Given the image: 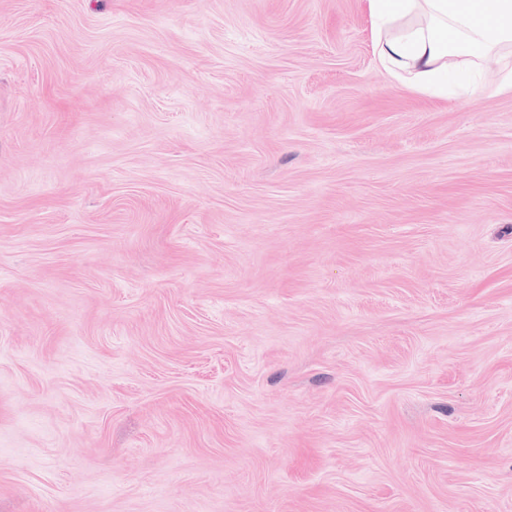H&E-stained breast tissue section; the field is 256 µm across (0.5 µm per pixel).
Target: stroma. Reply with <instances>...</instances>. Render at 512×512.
Instances as JSON below:
<instances>
[{
  "mask_svg": "<svg viewBox=\"0 0 512 512\" xmlns=\"http://www.w3.org/2000/svg\"><path fill=\"white\" fill-rule=\"evenodd\" d=\"M365 0H0V512H512V89Z\"/></svg>",
  "mask_w": 512,
  "mask_h": 512,
  "instance_id": "obj_1",
  "label": "stroma"
}]
</instances>
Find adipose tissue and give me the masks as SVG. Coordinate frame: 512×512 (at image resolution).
Segmentation results:
<instances>
[{
  "instance_id": "adipose-tissue-1",
  "label": "adipose tissue",
  "mask_w": 512,
  "mask_h": 512,
  "mask_svg": "<svg viewBox=\"0 0 512 512\" xmlns=\"http://www.w3.org/2000/svg\"><path fill=\"white\" fill-rule=\"evenodd\" d=\"M375 51L418 90L473 92L477 60L512 46V0H366Z\"/></svg>"
}]
</instances>
